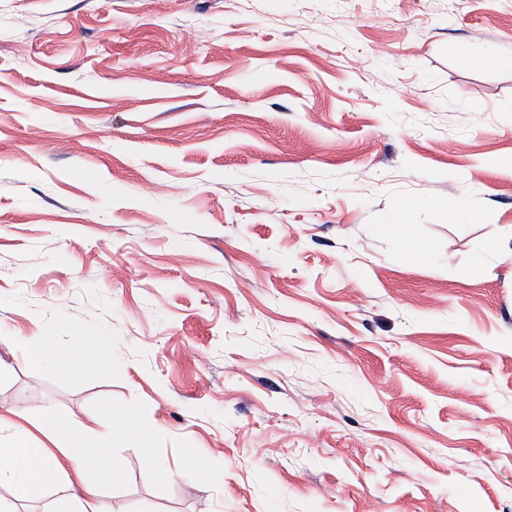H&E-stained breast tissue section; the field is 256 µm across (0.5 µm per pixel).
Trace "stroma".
Returning <instances> with one entry per match:
<instances>
[{
	"label": "stroma",
	"mask_w": 512,
	"mask_h": 512,
	"mask_svg": "<svg viewBox=\"0 0 512 512\" xmlns=\"http://www.w3.org/2000/svg\"><path fill=\"white\" fill-rule=\"evenodd\" d=\"M511 235L512 0H0V407L161 428L103 512H512ZM18 345L25 354V362L34 376L43 373L49 366L65 370L73 376L86 373L90 367L85 363L88 343L78 332L71 336L70 345L59 350L44 342V336L20 338Z\"/></svg>",
	"instance_id": "obj_1"
}]
</instances>
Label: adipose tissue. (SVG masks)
<instances>
[{"mask_svg":"<svg viewBox=\"0 0 512 512\" xmlns=\"http://www.w3.org/2000/svg\"><path fill=\"white\" fill-rule=\"evenodd\" d=\"M18 345L36 376L51 366L74 376L91 367L105 371L112 366V348L107 344L98 345L94 366H87L88 343L80 335L72 336L63 350L52 348L40 336L21 338ZM105 414L110 424L97 428L77 416L59 415L49 403L0 413V489H8L13 499L26 500L61 477L65 487L59 512H101V485L119 481L124 474V460L117 454L121 448L145 449L153 475L168 477V469L148 450L159 428L146 426L139 416L124 410L109 408ZM62 455L70 461L65 470L58 461Z\"/></svg>","mask_w":512,"mask_h":512,"instance_id":"obj_1","label":"adipose tissue"}]
</instances>
